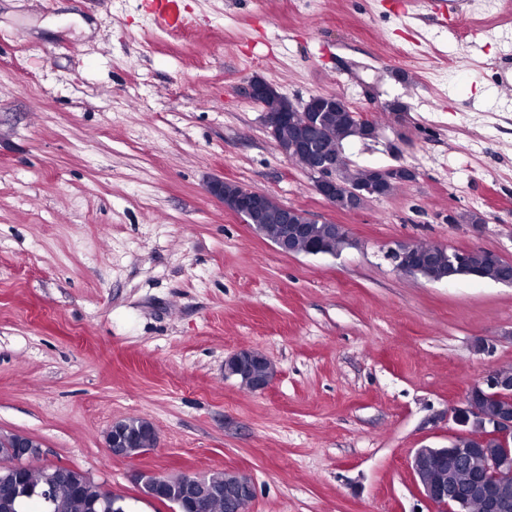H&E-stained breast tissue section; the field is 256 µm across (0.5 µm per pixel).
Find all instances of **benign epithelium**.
I'll list each match as a JSON object with an SVG mask.
<instances>
[{
	"label": "benign epithelium",
	"instance_id": "1",
	"mask_svg": "<svg viewBox=\"0 0 512 512\" xmlns=\"http://www.w3.org/2000/svg\"><path fill=\"white\" fill-rule=\"evenodd\" d=\"M249 98L257 100L276 95L272 85L254 79L247 88ZM336 103V96H312L302 106L286 110L279 106L264 112L265 124L270 136L284 124L295 127L294 136L285 146L276 149L288 161L300 155L308 160L306 171L313 179L316 192L330 205H336L339 191L336 155L323 148L326 129L318 115V106ZM208 193L221 201L224 207L241 216L245 223L255 228L271 241L283 254H296L298 239L307 234L309 225L316 220L298 218L299 210L281 207L278 224L265 223L266 202L257 191H243L236 195L224 194V180H211ZM395 268L406 273L418 263L420 254L414 243L399 242L389 252ZM267 357L258 350L242 349L224 360V373L239 376L241 385L251 391H264L273 376H255L251 366ZM486 418L484 430L471 436L474 448L421 447L415 450L410 468L423 497L433 506V512H470L478 505L480 512H512V369H496L488 373L482 383L472 386L464 397L448 411V418L456 425L454 436L465 431L471 422ZM138 434L129 431L127 422L112 423V444L108 451L115 459L126 458L124 449L133 445ZM39 443L18 433L8 444V467L16 474L22 471L25 458ZM136 483L143 498L160 500L170 486L178 489L182 504L203 512L209 500L224 493V512H246L255 498L252 478L239 471L235 477L224 481V490L214 488L207 475L186 472L172 480L166 476L142 471L136 475Z\"/></svg>",
	"mask_w": 512,
	"mask_h": 512
}]
</instances>
